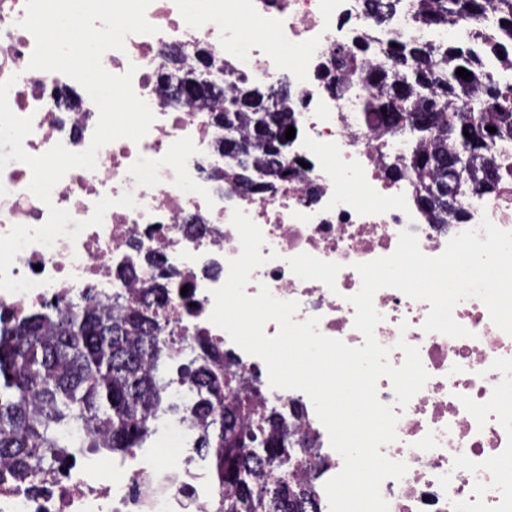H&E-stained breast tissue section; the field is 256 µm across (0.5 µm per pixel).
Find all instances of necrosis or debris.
<instances>
[{"mask_svg": "<svg viewBox=\"0 0 512 512\" xmlns=\"http://www.w3.org/2000/svg\"><path fill=\"white\" fill-rule=\"evenodd\" d=\"M25 13L26 0H0V80L16 76L9 105L33 119L23 147L32 155L59 142L84 150L98 110L73 79L28 70L34 39L19 25ZM146 18L157 34L127 36L124 51L106 52L102 64L116 75L136 65L133 88L155 115L148 134L137 143L120 139L104 146L95 169L69 171L52 191L53 204L80 221L104 196L129 191L137 205L110 209L102 226L86 228L77 241L61 238L50 248L23 249L10 275L38 286L27 293L0 291V317L18 320L91 290L137 294L154 283L152 262L160 258L172 270L157 308L177 331L172 357L201 341L225 347L229 335L209 317L212 291L225 282L229 259L241 251L231 224L238 208L261 228L260 252L269 258L252 272L247 294L267 285L275 298L299 302L295 321L319 317L321 333L359 347L364 337L347 300L361 286L356 263L390 255L404 230L417 234L422 253L431 257L485 217L512 231V175L493 193L466 198V220L429 223L416 202L406 139L362 123L354 97L326 99L318 92V68L338 46L388 40L391 29H411L407 14L388 27L373 18L367 0H152ZM181 44L213 49L223 70L249 82L292 85L295 100L282 121L297 127L294 153L305 165L276 195L228 177L208 107L171 103L162 63ZM393 162L402 176L387 175ZM30 179L19 162L0 171V234L16 224L45 223L47 206L29 192ZM302 252L340 264L335 289L291 271L288 258ZM374 306L382 316L375 336L390 347V362L402 364L404 354L396 347L402 339L419 349L430 375L399 410L397 441L383 448L388 458L408 466L402 479L381 486L389 512H512V335L495 326L474 298L453 310L470 330L467 338L425 332L429 303L398 290H379ZM257 401L286 413L312 441L311 474L327 512L322 491L343 460L311 400L298 390L265 387ZM193 442L188 424L176 420L165 428L159 448L109 460L88 454L22 483L1 478L0 512H219L215 468Z\"/></svg>", "mask_w": 512, "mask_h": 512, "instance_id": "4bbe7bcc", "label": "necrosis or debris"}]
</instances>
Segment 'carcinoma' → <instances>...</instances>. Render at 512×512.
Listing matches in <instances>:
<instances>
[{
    "label": "carcinoma",
    "instance_id": "cac0c4a2",
    "mask_svg": "<svg viewBox=\"0 0 512 512\" xmlns=\"http://www.w3.org/2000/svg\"><path fill=\"white\" fill-rule=\"evenodd\" d=\"M488 0H417L415 21L428 26L453 25L484 12ZM499 34L469 32L467 43L428 42L407 37L377 46L357 41L342 50L336 66L367 73L373 91L360 95L366 123H379L408 135L418 183L448 179L438 159L458 152L469 173L457 185L460 199L490 194L475 172L504 142H512V85L483 70L488 53L512 54V0H497ZM463 68L472 77L456 74ZM233 110L226 136L240 138L245 153L236 167L262 171L268 162L267 140L286 131L280 110L290 101L274 93L254 104L241 93L222 97ZM429 112L433 123L422 127L415 114ZM478 134L451 139L448 130L463 124ZM496 128L491 133L487 127ZM434 224L458 219L464 209L438 211L420 205ZM124 293L86 294L66 305L0 324V463L22 481L46 468L59 470L72 449L124 453L154 443L164 414L178 407L198 428L196 447L212 454L220 478L222 512H320L310 482L290 480L307 463L309 448L297 447L293 434L285 448H239L241 440L262 431L280 415L259 411L253 403V378L238 370L237 359L204 343L184 352L188 361L176 376L163 370L173 332L145 301Z\"/></svg>",
    "mask_w": 512,
    "mask_h": 512
}]
</instances>
